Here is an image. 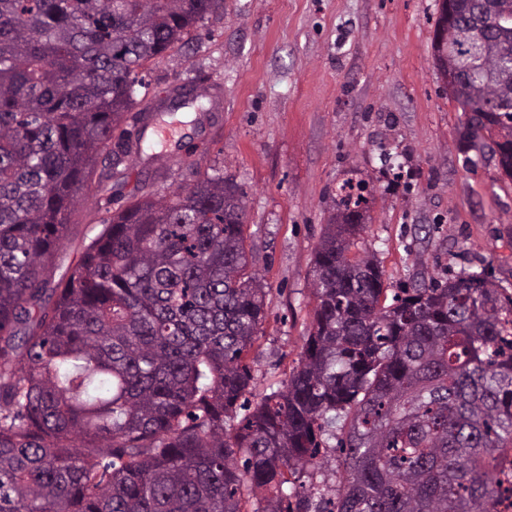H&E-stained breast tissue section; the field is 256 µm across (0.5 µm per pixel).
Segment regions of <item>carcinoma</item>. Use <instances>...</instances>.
Here are the masks:
<instances>
[{"mask_svg": "<svg viewBox=\"0 0 512 512\" xmlns=\"http://www.w3.org/2000/svg\"><path fill=\"white\" fill-rule=\"evenodd\" d=\"M223 0H0V512H301L296 475L345 453L317 512H501L512 493V294L485 272L388 291L324 225L298 365L244 415L266 319L245 195L216 169L112 209L148 65ZM463 138L512 178V36L443 29ZM107 162L98 181V164ZM102 230L59 280L75 208Z\"/></svg>", "mask_w": 512, "mask_h": 512, "instance_id": "carcinoma-1", "label": "carcinoma"}]
</instances>
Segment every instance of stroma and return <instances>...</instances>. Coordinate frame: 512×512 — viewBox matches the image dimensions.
Masks as SVG:
<instances>
[{"mask_svg": "<svg viewBox=\"0 0 512 512\" xmlns=\"http://www.w3.org/2000/svg\"><path fill=\"white\" fill-rule=\"evenodd\" d=\"M438 0H224L188 50L151 65L148 97L193 84L196 106L157 112L113 185L184 184L180 160L217 168L246 196L251 261L266 284L254 345L257 390L296 366L315 300L309 271L344 185L369 198L358 250L391 288L487 272L512 293V180L467 154L432 44ZM395 157L385 165L382 153ZM101 229L73 212L54 259L62 277Z\"/></svg>", "mask_w": 512, "mask_h": 512, "instance_id": "obj_1", "label": "stroma"}]
</instances>
